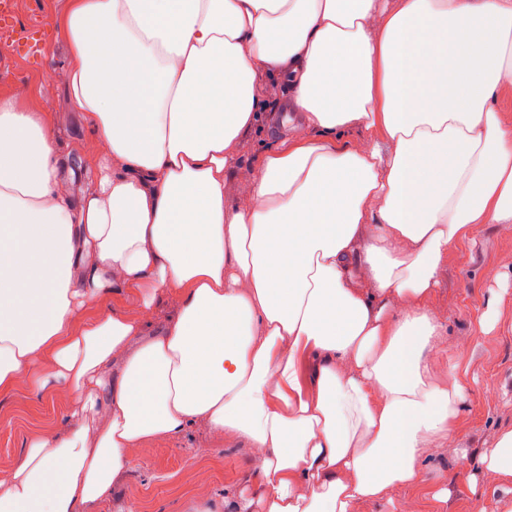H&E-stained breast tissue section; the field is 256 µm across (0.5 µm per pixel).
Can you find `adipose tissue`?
I'll list each match as a JSON object with an SVG mask.
<instances>
[{
	"mask_svg": "<svg viewBox=\"0 0 512 512\" xmlns=\"http://www.w3.org/2000/svg\"><path fill=\"white\" fill-rule=\"evenodd\" d=\"M55 26L95 148L74 170L54 115L0 96V393L65 408L0 468V512H87L197 423L258 457L236 512L418 485L467 396L432 379L451 345L426 302L476 225L512 224V0H71ZM263 70L293 112L236 170ZM482 464L497 503L512 430ZM497 99L503 125L512 129V76L505 78L500 84Z\"/></svg>",
	"mask_w": 512,
	"mask_h": 512,
	"instance_id": "obj_1",
	"label": "adipose tissue"
}]
</instances>
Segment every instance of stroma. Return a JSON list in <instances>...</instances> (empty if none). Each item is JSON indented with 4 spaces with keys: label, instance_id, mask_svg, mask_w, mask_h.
<instances>
[{
    "label": "stroma",
    "instance_id": "35a3bbf8",
    "mask_svg": "<svg viewBox=\"0 0 512 512\" xmlns=\"http://www.w3.org/2000/svg\"><path fill=\"white\" fill-rule=\"evenodd\" d=\"M17 38L0 40V94L17 89L35 109L53 113L56 148L80 165L94 136L68 102L64 71L70 47L53 22L70 0H14ZM256 92L268 119L247 131L235 149L241 166H256L262 154L282 139V114L292 97L275 75L261 72ZM427 307L449 341H467L464 355L434 361L435 381L448 382V368L465 371L467 398L454 442L428 449L422 480L413 488L393 489L381 502L362 500L353 512H478L485 483L481 456L501 432L512 429V225H477L470 241L449 253ZM57 403L32 399L27 387L0 394V467L11 464L31 435L56 425ZM256 462L245 441L195 425L182 436L144 449L111 496L93 512H126L139 502L141 512H186L189 501L235 499L253 485Z\"/></svg>",
    "mask_w": 512,
    "mask_h": 512
}]
</instances>
